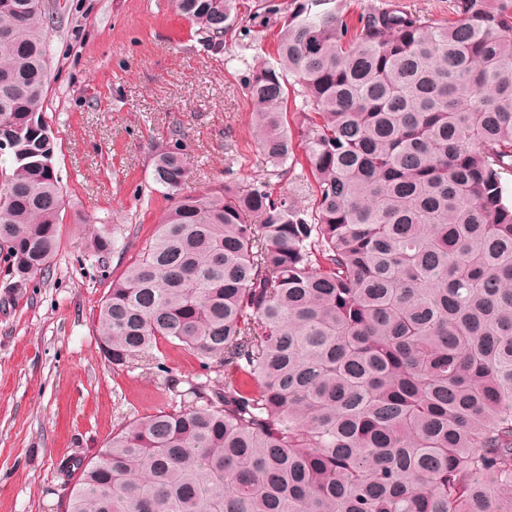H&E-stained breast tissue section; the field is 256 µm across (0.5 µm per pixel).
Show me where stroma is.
<instances>
[{"label": "stroma", "mask_w": 512, "mask_h": 512, "mask_svg": "<svg viewBox=\"0 0 512 512\" xmlns=\"http://www.w3.org/2000/svg\"><path fill=\"white\" fill-rule=\"evenodd\" d=\"M237 0L222 50L209 48L173 0H41L54 79L45 119L64 195L61 243L39 288L15 298L0 265V512H57L61 465L95 456L114 427L165 407L162 377L103 357L93 313L153 234L168 201L152 181L156 150L185 134V194L269 179L292 190L301 165L271 174L251 125L246 83L276 54L282 16ZM400 8L444 20L448 0H347L350 17ZM109 227L108 260L90 243Z\"/></svg>", "instance_id": "stroma-1"}]
</instances>
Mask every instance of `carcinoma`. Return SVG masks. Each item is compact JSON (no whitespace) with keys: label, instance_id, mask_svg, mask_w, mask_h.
Segmentation results:
<instances>
[{"label":"carcinoma","instance_id":"obj_1","mask_svg":"<svg viewBox=\"0 0 512 512\" xmlns=\"http://www.w3.org/2000/svg\"><path fill=\"white\" fill-rule=\"evenodd\" d=\"M175 6L215 48L236 22L235 0ZM288 76L312 203L231 176L182 195L183 134L156 151L170 205L94 326L112 368L148 359L180 400L72 460L62 512H512V0H449L446 22L292 0L247 85L275 172ZM50 83L40 0H0L16 297L61 240ZM162 344L203 379L171 376Z\"/></svg>","mask_w":512,"mask_h":512}]
</instances>
